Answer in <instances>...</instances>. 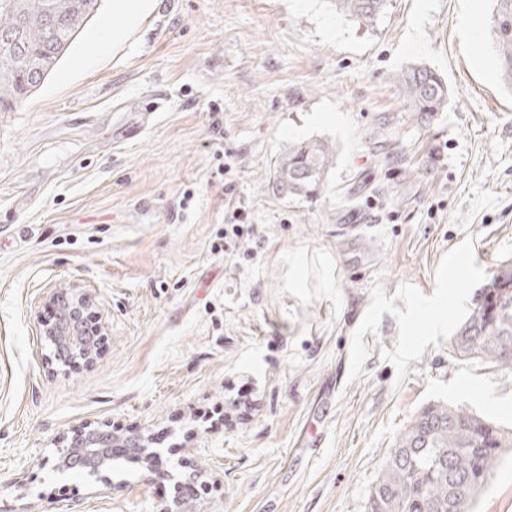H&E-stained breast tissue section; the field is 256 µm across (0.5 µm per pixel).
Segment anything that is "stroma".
Here are the masks:
<instances>
[{
  "label": "stroma",
  "mask_w": 512,
  "mask_h": 512,
  "mask_svg": "<svg viewBox=\"0 0 512 512\" xmlns=\"http://www.w3.org/2000/svg\"><path fill=\"white\" fill-rule=\"evenodd\" d=\"M111 15L0 112V512H161L178 474L193 512H368L425 407L511 427L512 372L450 349L512 267L493 0H391L369 29L331 0H156L117 48ZM414 64L448 84L428 123L393 82ZM294 139L336 150L318 199L271 190ZM76 291L100 345L65 367L42 326ZM239 385L247 415L211 417ZM86 423L162 473L53 470ZM476 509L512 512L511 459Z\"/></svg>",
  "instance_id": "1"
}]
</instances>
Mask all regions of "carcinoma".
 <instances>
[{
  "mask_svg": "<svg viewBox=\"0 0 512 512\" xmlns=\"http://www.w3.org/2000/svg\"><path fill=\"white\" fill-rule=\"evenodd\" d=\"M101 0H0V111L35 93L71 49ZM336 12L374 25L388 0H333ZM494 41L501 79L512 88V0H494ZM395 79L411 112L430 121L448 108V84L413 65ZM336 150L322 140H291L271 171L272 191L305 201L330 188ZM512 289V269L484 289ZM483 300L450 339L463 360L512 371V296L489 310ZM512 429L458 406L432 404L400 434L369 498V512H472L504 455Z\"/></svg>",
  "mask_w": 512,
  "mask_h": 512,
  "instance_id": "carcinoma-1",
  "label": "carcinoma"
}]
</instances>
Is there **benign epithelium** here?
Listing matches in <instances>:
<instances>
[{"instance_id": "7a95c632", "label": "benign epithelium", "mask_w": 512, "mask_h": 512, "mask_svg": "<svg viewBox=\"0 0 512 512\" xmlns=\"http://www.w3.org/2000/svg\"><path fill=\"white\" fill-rule=\"evenodd\" d=\"M94 306L92 295L74 294L69 301L57 305L55 320L47 325L45 336L55 346V355L63 362L90 363L96 354V330L88 325L83 313ZM116 446L111 431L103 427L85 426L76 430L64 449L69 466L84 468Z\"/></svg>"}]
</instances>
